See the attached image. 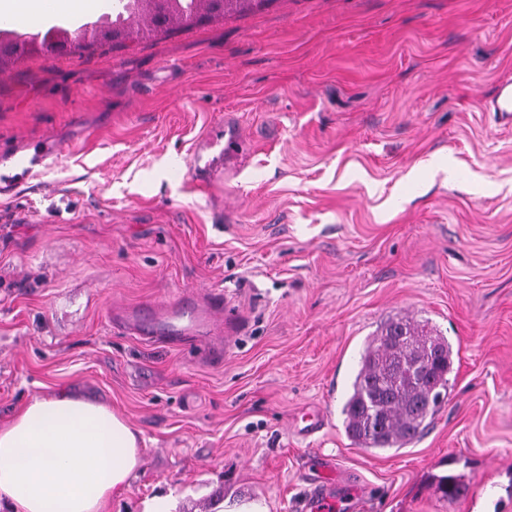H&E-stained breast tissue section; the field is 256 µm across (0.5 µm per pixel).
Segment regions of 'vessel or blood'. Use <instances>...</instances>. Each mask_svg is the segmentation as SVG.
Wrapping results in <instances>:
<instances>
[{"mask_svg": "<svg viewBox=\"0 0 512 512\" xmlns=\"http://www.w3.org/2000/svg\"><path fill=\"white\" fill-rule=\"evenodd\" d=\"M486 111L495 113L500 122L512 123V87L501 86L497 95L486 101ZM65 147L53 137L40 139L34 146L11 150L7 158L10 165L6 171H0V197L10 196L16 189L32 178L35 167L53 166L60 162ZM222 315L220 299H212L205 306H193L189 301H174L160 306L158 314L145 315L137 311L127 312V325L142 334H160L165 340L174 342L196 335L211 328ZM323 476L317 494L318 512H336L337 505L331 496L328 477L335 470L332 461L323 459L318 464Z\"/></svg>", "mask_w": 512, "mask_h": 512, "instance_id": "vessel-or-blood-1", "label": "vessel or blood"}]
</instances>
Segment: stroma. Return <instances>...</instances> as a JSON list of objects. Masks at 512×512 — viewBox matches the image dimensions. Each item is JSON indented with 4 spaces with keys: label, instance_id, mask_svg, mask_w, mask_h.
<instances>
[{
    "label": "stroma",
    "instance_id": "35a3bbf8",
    "mask_svg": "<svg viewBox=\"0 0 512 512\" xmlns=\"http://www.w3.org/2000/svg\"><path fill=\"white\" fill-rule=\"evenodd\" d=\"M512 0H269L0 72V148L58 165L0 197V425L37 395L98 399L144 438L105 512L227 497L310 512H512ZM231 125L242 168L200 175ZM224 296L221 331L155 344L112 309ZM428 322L448 395L408 448L342 407L368 336ZM460 476L443 499L436 477ZM484 108L488 112H495L500 122L510 125L512 123V88L509 85L501 86L497 95L485 101ZM318 469L322 476H320L321 483L317 494V510L319 512H334L338 511L336 500L330 495L329 477L335 470L334 464L331 460L319 458Z\"/></svg>",
    "mask_w": 512,
    "mask_h": 512
}]
</instances>
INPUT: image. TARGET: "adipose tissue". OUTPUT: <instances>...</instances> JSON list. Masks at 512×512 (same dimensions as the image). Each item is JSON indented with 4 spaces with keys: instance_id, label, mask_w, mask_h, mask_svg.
<instances>
[{
    "instance_id": "1",
    "label": "adipose tissue",
    "mask_w": 512,
    "mask_h": 512,
    "mask_svg": "<svg viewBox=\"0 0 512 512\" xmlns=\"http://www.w3.org/2000/svg\"><path fill=\"white\" fill-rule=\"evenodd\" d=\"M102 0H0V18L54 24ZM138 430L96 400L60 390L29 399L0 428V506L9 512H101L141 462Z\"/></svg>"
}]
</instances>
